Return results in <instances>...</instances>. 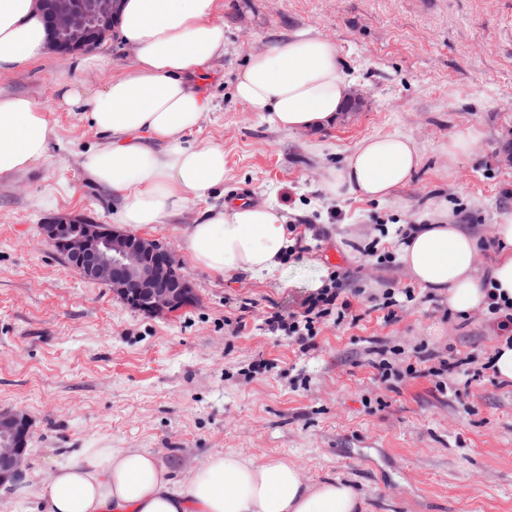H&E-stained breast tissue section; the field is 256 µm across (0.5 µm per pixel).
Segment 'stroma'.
I'll return each mask as SVG.
<instances>
[{"label":"stroma","mask_w":512,"mask_h":512,"mask_svg":"<svg viewBox=\"0 0 512 512\" xmlns=\"http://www.w3.org/2000/svg\"><path fill=\"white\" fill-rule=\"evenodd\" d=\"M223 2L224 55L201 79L211 106L188 140L223 148L224 190L146 232L193 286V303L172 314L139 312L87 282L40 230L75 214L117 225L119 198L81 167L107 138L59 107L57 89H101L131 72L133 48L111 39L104 71L50 54L0 75V93L32 98L56 133L47 160L0 177V410L32 421L22 484L46 486L77 448L145 449L182 480L233 451L287 457L311 484L349 481L365 512H512V382L491 368L504 342L497 317L417 287L397 233L447 217L482 243L475 268L489 271L491 226L512 213V0ZM300 31L337 48L363 100L323 129L284 131L234 85L252 57ZM377 135L418 145L411 179L381 202L330 193L331 172ZM459 137L471 149L449 159ZM231 190L318 233L315 248L285 257L280 280L224 278L180 251ZM334 266L349 273L350 317L317 323L306 352L260 330L266 314L302 311ZM405 288L413 301L388 318L387 294Z\"/></svg>","instance_id":"35a3bbf8"}]
</instances>
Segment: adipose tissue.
I'll use <instances>...</instances> for the list:
<instances>
[{
    "instance_id": "ef3b65f1",
    "label": "adipose tissue",
    "mask_w": 512,
    "mask_h": 512,
    "mask_svg": "<svg viewBox=\"0 0 512 512\" xmlns=\"http://www.w3.org/2000/svg\"><path fill=\"white\" fill-rule=\"evenodd\" d=\"M220 0H124L116 32L136 51L133 70L115 75L85 97L61 87L59 105L89 109L90 120L113 142L87 150L88 180L122 199L120 221L153 227L224 185V150L191 144L186 135L210 100L195 79L224 53V30L214 21ZM38 0H0V74L24 69L48 51ZM349 84L339 53L321 35L302 31L254 57L238 76L235 98L276 127L321 129L345 111ZM55 135L43 109L25 95H0V176L29 171ZM421 162L403 136L364 138L344 159L328 188L369 200L386 198ZM500 245L487 281L474 274L478 244L451 223L426 224L400 246L402 262L425 289L447 292L458 311L512 301V214L492 226ZM291 245L288 226L272 206L241 203L206 210L186 231L181 250L212 273L278 280ZM44 512H363L346 481L304 482L286 458L263 460L227 452L211 457L187 481L174 480L140 449L79 448L58 460L47 487L29 488Z\"/></svg>"
}]
</instances>
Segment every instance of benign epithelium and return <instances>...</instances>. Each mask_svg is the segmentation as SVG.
<instances>
[{
	"mask_svg": "<svg viewBox=\"0 0 512 512\" xmlns=\"http://www.w3.org/2000/svg\"><path fill=\"white\" fill-rule=\"evenodd\" d=\"M51 48L64 58L92 48L112 27L121 0H43ZM44 238L62 252L84 279L104 285L131 307L149 314L171 313L192 299L188 276L172 253L156 241L80 217L42 225ZM31 422L21 411L0 412V485L17 482L25 466Z\"/></svg>",
	"mask_w": 512,
	"mask_h": 512,
	"instance_id": "benign-epithelium-1",
	"label": "benign epithelium"
}]
</instances>
